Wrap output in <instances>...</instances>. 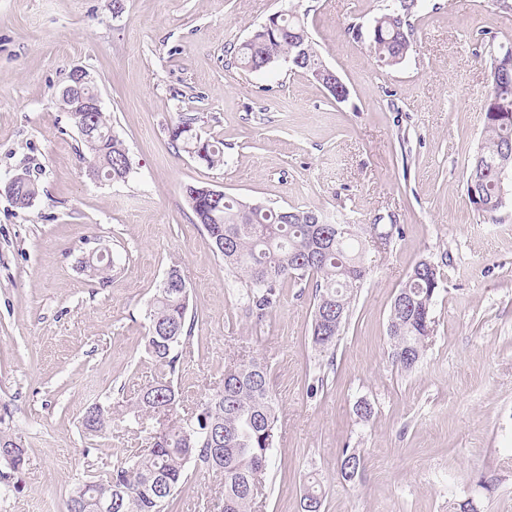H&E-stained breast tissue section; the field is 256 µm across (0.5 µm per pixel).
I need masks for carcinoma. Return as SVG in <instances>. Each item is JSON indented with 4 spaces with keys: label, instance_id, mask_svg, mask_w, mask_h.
Returning a JSON list of instances; mask_svg holds the SVG:
<instances>
[{
    "label": "carcinoma",
    "instance_id": "obj_1",
    "mask_svg": "<svg viewBox=\"0 0 512 512\" xmlns=\"http://www.w3.org/2000/svg\"><path fill=\"white\" fill-rule=\"evenodd\" d=\"M422 8V0H392L373 18L370 49L386 67L403 63L413 52V41L403 34L410 19ZM290 69L309 75L317 83L321 53L300 19L288 14L278 25H261L234 49V63L248 72L271 68L279 59ZM490 90L484 103L483 139L467 177V192L475 209L486 215L497 212L504 197L498 170H512V119L500 120L494 113L512 106V55H491ZM72 125L84 120L95 126L91 138L83 140L88 168L125 180L132 162L123 142L112 131L103 112L77 111L75 100L58 99ZM194 118L183 117L170 128L176 148L214 167L224 163L223 143L203 139L193 127ZM194 221L203 226L224 267L242 288V305L247 315L261 321L280 305L284 288L292 285L312 289L311 342L321 353L333 350L336 336L346 322L351 297L368 274L362 250L355 249L356 233L350 224L310 223L316 212L301 208H274L248 203L228 195L213 198V189L188 184L183 189ZM341 232H336V229ZM113 261L91 258L84 268L107 278ZM184 281L171 269L147 306L148 333L145 350L162 372L142 391L132 410L155 418L174 411L178 396L171 376L176 372L184 345L194 330L189 317L188 292L169 287L166 281ZM441 286L437 268L416 264L399 289L390 309L391 359L404 371L420 362L431 334V308ZM277 403L270 389L267 365L259 358L240 360L224 367L222 385L201 403L187 421L165 428L149 437L148 446L110 468L92 471L73 487L67 512H98L99 490H112L118 501L113 512H172L175 494L187 481L190 469H205L223 477L220 512H252L261 488L269 452L277 437ZM112 425V406L89 408L82 426L94 436ZM12 449L0 467L4 478L21 473L28 450L0 427V448ZM362 454L354 448L342 452L344 479L361 470ZM322 489L309 485L301 499L302 512H321Z\"/></svg>",
    "mask_w": 512,
    "mask_h": 512
}]
</instances>
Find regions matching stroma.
Masks as SVG:
<instances>
[{
  "instance_id": "1",
  "label": "stroma",
  "mask_w": 512,
  "mask_h": 512,
  "mask_svg": "<svg viewBox=\"0 0 512 512\" xmlns=\"http://www.w3.org/2000/svg\"><path fill=\"white\" fill-rule=\"evenodd\" d=\"M386 0H0V180L28 169L26 209L0 196V416L28 450L0 512H66L89 469L146 447L157 419L114 416L103 438L82 417L134 402L158 373L144 350L146 309L170 269L189 292L193 337L174 383L183 419L225 364L260 357L278 433L252 512H301L308 480L322 512H512V170L504 206L475 210L466 177L482 137L490 55L512 43L499 0H426L414 52L379 65L368 29ZM304 21L349 89L336 102L287 62L249 73L227 56L280 11ZM95 80L133 162L96 181L57 95L73 67ZM194 116L224 163L178 151L168 130ZM353 225L369 274L333 354L311 343L312 291L285 289L263 323L246 317L233 277L184 185ZM110 250L107 279L83 258ZM422 260L438 266L433 333L418 366L388 357L393 300ZM372 407L360 419V402ZM360 449L353 480L343 449ZM222 484L190 471L174 512H214Z\"/></svg>"
}]
</instances>
